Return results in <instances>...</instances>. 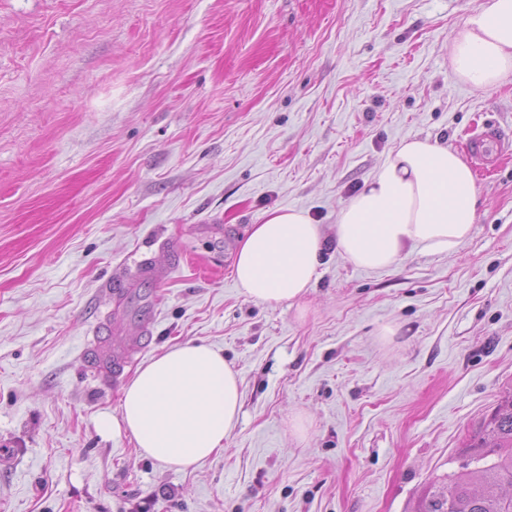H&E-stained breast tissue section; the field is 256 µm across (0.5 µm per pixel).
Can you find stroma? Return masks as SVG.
Listing matches in <instances>:
<instances>
[{"label": "stroma", "mask_w": 512, "mask_h": 512, "mask_svg": "<svg viewBox=\"0 0 512 512\" xmlns=\"http://www.w3.org/2000/svg\"><path fill=\"white\" fill-rule=\"evenodd\" d=\"M480 2L0 0V512H416L461 474L512 389V162L476 173L455 252L364 271L335 224L403 139L512 134V82L478 92L448 65ZM288 207L326 241L303 316L233 275ZM143 258L172 274L106 298ZM107 314L150 332L138 364L223 351L242 410L222 453L180 471L98 431L137 366L89 375Z\"/></svg>", "instance_id": "35a3bbf8"}]
</instances>
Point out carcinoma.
I'll return each mask as SVG.
<instances>
[{
  "label": "carcinoma",
  "mask_w": 512,
  "mask_h": 512,
  "mask_svg": "<svg viewBox=\"0 0 512 512\" xmlns=\"http://www.w3.org/2000/svg\"><path fill=\"white\" fill-rule=\"evenodd\" d=\"M465 456L473 468L466 480L448 478L455 512H512V392L505 393L480 431L471 438ZM448 500L427 493L418 512H448Z\"/></svg>",
  "instance_id": "1"
}]
</instances>
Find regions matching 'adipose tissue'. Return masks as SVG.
<instances>
[{"label": "adipose tissue", "mask_w": 512, "mask_h": 512, "mask_svg": "<svg viewBox=\"0 0 512 512\" xmlns=\"http://www.w3.org/2000/svg\"><path fill=\"white\" fill-rule=\"evenodd\" d=\"M454 76L484 92L512 78V0H482L448 41ZM476 180L448 147L402 141L336 215V249L355 267L386 271L406 247L454 251L476 222ZM324 240L298 209H278L254 225L234 259L243 294L276 307L302 300L316 276ZM240 412L237 371L205 343L163 348L122 390L120 412L103 432L130 435L142 454L188 470L222 452Z\"/></svg>", "instance_id": "adipose-tissue-1"}]
</instances>
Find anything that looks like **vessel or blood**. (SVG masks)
<instances>
[{
	"label": "vessel or blood",
	"mask_w": 512,
	"mask_h": 512,
	"mask_svg": "<svg viewBox=\"0 0 512 512\" xmlns=\"http://www.w3.org/2000/svg\"><path fill=\"white\" fill-rule=\"evenodd\" d=\"M467 148L477 168H494L512 150V140L488 127L470 137ZM142 350L140 341L113 339L112 326L107 323L86 337L81 355L93 377L109 384L120 379L125 367Z\"/></svg>",
	"instance_id": "1"
}]
</instances>
